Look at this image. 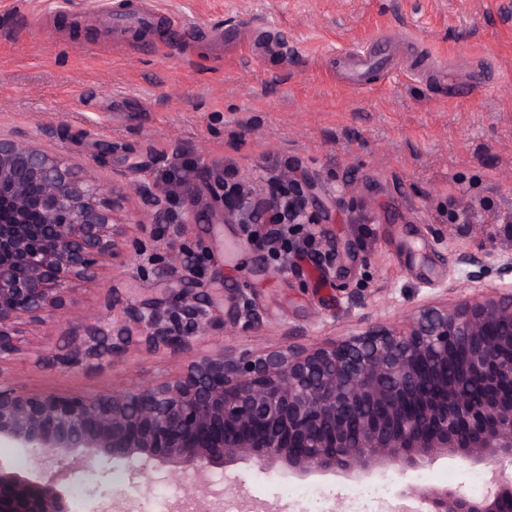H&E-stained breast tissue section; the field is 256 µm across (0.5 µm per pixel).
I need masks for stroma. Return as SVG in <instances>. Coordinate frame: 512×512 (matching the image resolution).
<instances>
[{
    "instance_id": "obj_1",
    "label": "stroma",
    "mask_w": 512,
    "mask_h": 512,
    "mask_svg": "<svg viewBox=\"0 0 512 512\" xmlns=\"http://www.w3.org/2000/svg\"><path fill=\"white\" fill-rule=\"evenodd\" d=\"M154 27L121 35L113 12L145 0H0V135L93 166L104 184L129 182L130 229L155 265L136 258L78 283L68 319L20 323V352L0 363V384L29 393L80 396L154 383L202 351L264 349L296 332L321 345L358 329V318H404L428 299L456 302L461 253L512 250V0H154ZM177 17L178 27L168 25ZM249 30L274 54L232 44ZM378 44L381 66L360 85L349 56ZM448 76L432 75L434 62ZM234 165L265 188L288 171L314 181V214L336 241L329 273L318 255L283 265L267 225H189L181 247L194 256L185 281L161 277L168 246L150 219L151 191L172 169ZM245 242L233 263L224 243ZM189 294L208 306V334L190 346L71 364L90 318H122L127 300L164 306ZM356 316L343 308L348 294ZM260 316L236 318L240 296ZM477 473L441 459L401 474L279 477L239 461L210 473L227 512L268 505L279 512H377L370 487L398 483L472 493ZM302 497L290 496L293 488ZM130 512H180L190 498L169 468L138 473L109 462L79 512H109L124 494Z\"/></svg>"
}]
</instances>
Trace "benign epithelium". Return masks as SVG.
I'll return each instance as SVG.
<instances>
[{"label": "benign epithelium", "instance_id": "benign-epithelium-1", "mask_svg": "<svg viewBox=\"0 0 512 512\" xmlns=\"http://www.w3.org/2000/svg\"><path fill=\"white\" fill-rule=\"evenodd\" d=\"M288 197L261 203L224 190L204 163L184 188L173 218L166 194H154L151 219L180 238L207 204L201 188L223 198L220 224H268L283 207L288 223L307 224L335 245L309 211L312 183L286 175ZM127 185L104 186L61 154L0 136V362L18 351L17 324L66 319L73 283L126 257L138 243L123 213ZM461 300L429 303L409 319L371 320L323 347L286 343L262 350L203 353L173 379L133 383L80 397L0 387V444L25 448L35 478L0 464V512H70L62 477L97 462L136 460L196 480L244 460L282 476L401 474L446 457L489 475L487 492L405 485L383 512H512V252L463 253ZM494 264L498 285L483 278ZM239 318L260 317L241 297ZM211 317L189 296L168 307L129 304L125 318L88 325L73 358L118 356L136 340L149 350L204 336ZM117 337L112 344L106 338ZM457 383L448 362L457 354Z\"/></svg>", "mask_w": 512, "mask_h": 512}]
</instances>
